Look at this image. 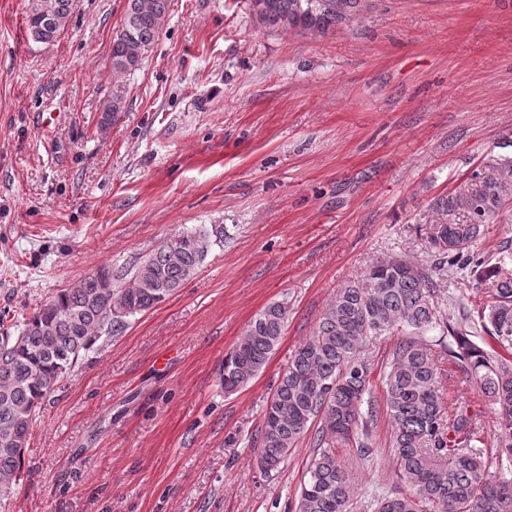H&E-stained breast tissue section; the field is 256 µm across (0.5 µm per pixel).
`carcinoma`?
<instances>
[{"label":"carcinoma","mask_w":512,"mask_h":512,"mask_svg":"<svg viewBox=\"0 0 512 512\" xmlns=\"http://www.w3.org/2000/svg\"><path fill=\"white\" fill-rule=\"evenodd\" d=\"M170 0H127L124 22L112 39V97L100 127L124 107L123 78L141 65L169 12ZM259 19L286 29L326 30L350 16L362 0H252ZM73 0H28L32 38L49 43L66 28ZM434 209L446 217L467 213L469 222L436 225L430 248L437 257L423 266L404 259L376 260L361 279L340 289L303 342L267 399L255 438L265 474L276 473L314 422L313 451L296 512H353L352 477L336 456L351 448L366 459L380 409L371 385L372 346L395 336L382 373L395 487L377 512H512V253L488 264L464 251L484 225L512 216V160L475 169L461 191ZM224 225L163 240L121 274V287L106 288L112 268L99 267L73 288L60 290L19 323L0 329V501L19 482L30 429L61 377L101 338L127 319L167 301L198 272ZM469 270L490 300L473 324L491 341L485 349L471 331L452 326L443 306L444 265ZM288 322V303L276 302L249 323L243 339L224 355V392L245 387L266 366ZM439 345L465 377L499 410L496 448H485L479 420L442 393L432 344Z\"/></svg>","instance_id":"obj_1"}]
</instances>
